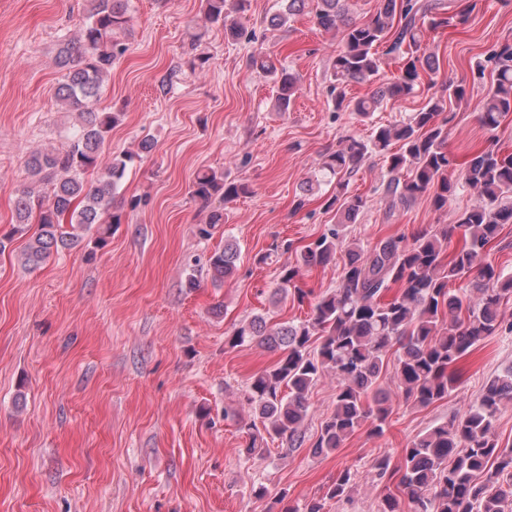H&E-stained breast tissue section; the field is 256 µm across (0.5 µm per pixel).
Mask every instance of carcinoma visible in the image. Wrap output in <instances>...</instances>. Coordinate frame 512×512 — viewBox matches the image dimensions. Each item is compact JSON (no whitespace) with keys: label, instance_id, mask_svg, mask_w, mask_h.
Here are the masks:
<instances>
[{"label":"carcinoma","instance_id":"1","mask_svg":"<svg viewBox=\"0 0 512 512\" xmlns=\"http://www.w3.org/2000/svg\"><path fill=\"white\" fill-rule=\"evenodd\" d=\"M317 26L340 34L333 61L334 83L328 93L336 110L367 119L383 102L414 93L439 69L438 59L423 47L429 30L463 24L468 13L447 15L440 0H378L375 15L360 20L348 0H312ZM306 0H281L271 18L284 26L300 13ZM249 0H204L210 22H222L224 35L236 40ZM128 0H87L77 36L57 50L65 71L55 97L76 114V122L61 147L38 149L26 164L30 183L15 199L16 225L0 238V249L25 226H38L23 249V261L36 266L51 253L82 246L95 232L94 244L107 242L112 225L121 223L112 200L136 154L103 161L102 147L121 120L119 112L98 105L103 85L128 45ZM394 55L400 74L362 97L351 96V83H371L386 56ZM492 80L478 120L489 132L512 114V44L488 58ZM252 67L275 77L277 108L289 110L299 91L298 77L262 51L251 56ZM466 89L448 84L431 96L408 120L380 124L369 139L349 135L323 155L316 180L308 182L295 201L302 209L313 184L336 181L327 208L336 223L304 246L296 264L284 269L276 293L304 301L311 291L298 285L302 270L341 258L340 285L318 298L311 316L297 323L270 326L256 315L240 323L229 343L241 347L257 342L281 351L269 368L251 376L247 402L262 428H254L244 453L261 458L268 440H279L291 453L306 441L304 424L308 394L324 376L336 379L334 407L311 445L317 456L334 452L363 423L380 435L391 413V399L381 387L390 351L397 353L395 373L405 400L428 406L458 387V365L500 326L499 311L512 297V273L484 262L503 226L512 224V151L489 145L463 162L448 151L447 125L454 115L448 105L465 99ZM399 145L396 152L390 147ZM386 158L389 176L382 185L387 214L405 210L418 199L430 198L437 209L464 184L477 201L455 223L436 224L412 240L390 235L367 248L348 237L366 199L349 191L347 176L372 154ZM459 170L461 180L448 177ZM250 193L245 183L224 180V172L205 170L194 181L193 196L208 210L206 224L224 223V204ZM238 245L227 241L206 261V274L221 284L236 269ZM512 402V365L483 386L480 397L455 419L416 436L402 449V463L390 468L388 457L376 461L379 479L395 481L407 496L411 512H512V448L502 447L493 424L501 406ZM355 473L343 470L326 493L338 503L348 501Z\"/></svg>","mask_w":512,"mask_h":512}]
</instances>
